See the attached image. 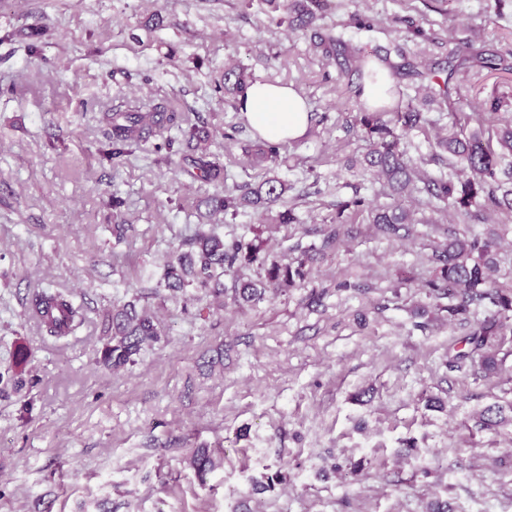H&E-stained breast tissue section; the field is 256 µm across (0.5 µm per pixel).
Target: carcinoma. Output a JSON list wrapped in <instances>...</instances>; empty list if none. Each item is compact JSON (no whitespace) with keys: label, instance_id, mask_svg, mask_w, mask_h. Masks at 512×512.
Listing matches in <instances>:
<instances>
[{"label":"carcinoma","instance_id":"obj_1","mask_svg":"<svg viewBox=\"0 0 512 512\" xmlns=\"http://www.w3.org/2000/svg\"><path fill=\"white\" fill-rule=\"evenodd\" d=\"M352 58L357 62L360 82L356 85L354 96L363 94L367 80L376 81L378 67L375 59L364 54L362 49L353 50ZM224 85L236 94H244L248 86L243 70L235 66L224 69ZM421 113L413 112L409 106H384L372 112L360 113V124L369 133L377 135L364 156L366 169L385 179L394 190H404L419 177L418 172L405 160L400 150V138L390 128V123H400L402 127L412 129L419 126ZM154 116L138 112L115 113L112 115V158L123 155L124 146L130 141L141 138L143 131L151 128ZM498 145L495 150L490 141L484 139L483 131L478 129L461 136L451 132L440 143L453 157V163L460 166L465 181L455 185L451 181L438 180L428 188L431 194L451 201L456 211L466 215L471 209L481 210L483 201H497L498 163L502 151L512 154V126H505L498 132ZM279 156V145L263 143L255 153L256 163H274ZM194 166L200 177L213 182H223L224 168L218 163L202 157L194 160ZM286 185L275 179H268L257 189L239 197L224 190V195L215 196L209 204L216 212L236 209L243 205L274 203L281 199ZM371 223L383 224L392 228L397 224L410 223L409 215L400 208L374 207L370 209ZM266 240L257 238V242L248 246V252L241 254V248L235 241L227 242L215 233H198L193 239V249L171 257L165 265L164 287L171 292H181L188 286H195L219 298L224 296V272L233 268L240 260L249 265L256 261L264 250ZM500 245L493 237L479 235L454 234L448 240L447 247L437 256L441 263L437 279L429 282L434 291L440 289L457 300V304L448 308L452 315L469 316L490 303L496 311L482 320L473 323L469 332L461 339L468 347L454 356L453 366L466 360L477 361L478 370L484 375L497 373L500 367L498 355L508 335H512V290L504 291L493 286L492 272L498 265ZM304 262L293 267L277 260L270 262L266 270L267 283L236 281L232 288V297L239 305H252L261 300L266 286L289 288L296 280L303 279ZM35 312L42 317L47 332L52 336L63 335L73 330L78 317L75 308L59 293L42 292L36 295ZM106 342L101 351L99 362L112 370L122 368L134 362V357L146 347L161 341L162 332L154 320L136 304L129 301L112 309L105 319ZM479 425L494 430L512 423V416L504 414L500 406H488L478 413ZM190 466L200 478L220 465V461L206 448L195 449L189 459Z\"/></svg>","mask_w":512,"mask_h":512}]
</instances>
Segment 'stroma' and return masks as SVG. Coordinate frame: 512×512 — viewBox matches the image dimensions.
<instances>
[{"label":"stroma","instance_id":"35a3bbf8","mask_svg":"<svg viewBox=\"0 0 512 512\" xmlns=\"http://www.w3.org/2000/svg\"><path fill=\"white\" fill-rule=\"evenodd\" d=\"M372 30H364V23ZM340 38L333 55L319 38ZM473 42L496 70L448 72ZM384 57L420 127L399 130L424 172L397 194L363 164L352 47ZM293 87L310 107L276 163L224 69ZM451 77L447 107L426 101L422 75ZM512 122V0H329L304 29L284 0H0V372L28 352L23 387L0 382V512H512V425L475 416L512 405V340L499 374L448 365L467 325L428 288L433 254L454 233L499 236L496 281L512 282V212L487 204L463 224L425 183L459 180L437 140L490 95ZM164 106L176 119L103 154L105 108ZM208 154L226 183L197 177ZM284 182L281 200L234 213L205 201ZM398 204V234L370 222ZM292 210L296 223L277 225ZM303 264L296 287L240 307L203 290L174 293L165 264L196 232L250 242ZM41 291L68 295L82 322L48 336L31 315ZM136 300L160 343L112 371L98 361L103 315ZM224 458L199 479L194 449ZM478 423L483 429L494 430L512 423V416L504 414L503 407L488 406L478 413Z\"/></svg>","mask_w":512,"mask_h":512}]
</instances>
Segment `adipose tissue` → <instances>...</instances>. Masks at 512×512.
<instances>
[{
	"mask_svg": "<svg viewBox=\"0 0 512 512\" xmlns=\"http://www.w3.org/2000/svg\"><path fill=\"white\" fill-rule=\"evenodd\" d=\"M240 105L251 127L265 141L294 140L309 123L305 100L286 85L251 83L241 96Z\"/></svg>",
	"mask_w": 512,
	"mask_h": 512,
	"instance_id": "1",
	"label": "adipose tissue"
}]
</instances>
